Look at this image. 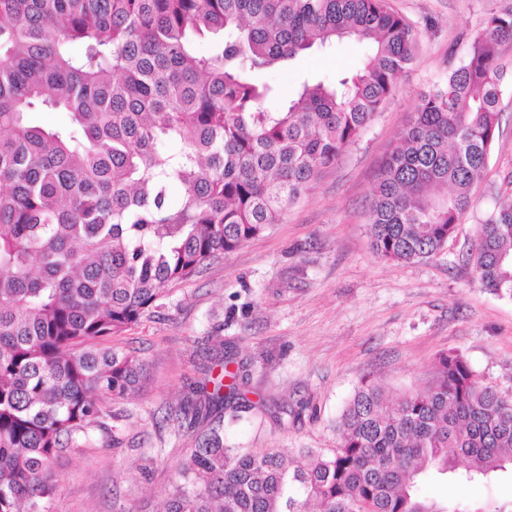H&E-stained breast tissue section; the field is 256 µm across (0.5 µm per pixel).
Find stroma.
<instances>
[{
    "label": "stroma",
    "mask_w": 512,
    "mask_h": 512,
    "mask_svg": "<svg viewBox=\"0 0 512 512\" xmlns=\"http://www.w3.org/2000/svg\"><path fill=\"white\" fill-rule=\"evenodd\" d=\"M419 35L413 62L360 139L324 169L279 223L170 286L140 321L112 337L140 358L147 380L106 399V429L54 463L52 512H161L175 472L194 446L180 407L190 383L238 371L255 408L224 422V445L254 452L330 451L336 421L362 381L395 398L429 388L441 354L463 355L484 382L512 393V299L473 279L463 257L487 213L512 194V42L502 43L500 133L474 204L433 258H381L367 228L383 159L423 93L442 84L484 17L512 0H389ZM365 45L344 41L266 74L291 91L303 78L354 73ZM465 505L512 500V475L474 489L442 477L429 488Z\"/></svg>",
    "instance_id": "stroma-1"
}]
</instances>
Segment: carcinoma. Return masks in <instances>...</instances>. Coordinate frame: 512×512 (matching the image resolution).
Returning <instances> with one entry per match:
<instances>
[{
    "instance_id": "1",
    "label": "carcinoma",
    "mask_w": 512,
    "mask_h": 512,
    "mask_svg": "<svg viewBox=\"0 0 512 512\" xmlns=\"http://www.w3.org/2000/svg\"><path fill=\"white\" fill-rule=\"evenodd\" d=\"M342 39L368 48L354 74L284 98L262 80ZM416 40L388 0H0V512H48L53 460L105 427L101 398L143 387L144 363L110 339L278 223L380 111ZM506 41L512 12L488 14L385 159L368 212L381 257H434L471 208L499 132ZM44 110L62 121L37 123ZM470 260L512 299V199ZM228 376L188 388L201 428L165 512H507L424 492L448 473L482 482L512 466V394L459 353L390 403L362 382L339 445L289 458L224 447V407H249Z\"/></svg>"
}]
</instances>
